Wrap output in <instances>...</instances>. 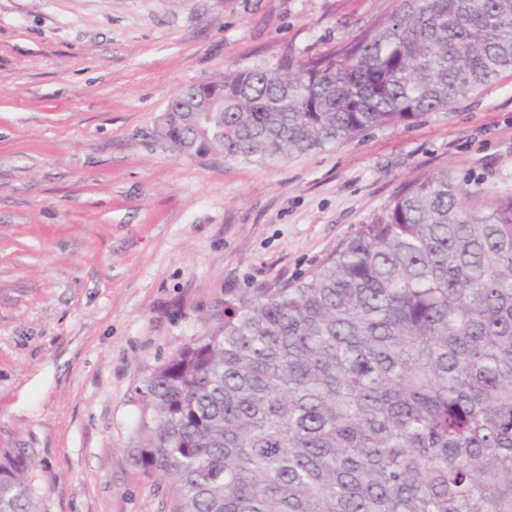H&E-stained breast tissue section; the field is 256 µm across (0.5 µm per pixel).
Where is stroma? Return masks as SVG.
<instances>
[{"label": "stroma", "mask_w": 512, "mask_h": 512, "mask_svg": "<svg viewBox=\"0 0 512 512\" xmlns=\"http://www.w3.org/2000/svg\"><path fill=\"white\" fill-rule=\"evenodd\" d=\"M396 0H0V452L38 512H165L140 390L225 298L307 278L409 182L512 192V73L267 167L153 136L168 100Z\"/></svg>", "instance_id": "1"}]
</instances>
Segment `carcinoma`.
I'll return each instance as SVG.
<instances>
[{
    "mask_svg": "<svg viewBox=\"0 0 512 512\" xmlns=\"http://www.w3.org/2000/svg\"><path fill=\"white\" fill-rule=\"evenodd\" d=\"M512 71V0H398L314 56L178 93L187 156L274 165L450 112ZM133 464L169 512H512V193L411 183L306 279L224 300L141 391ZM0 512H36L0 457Z\"/></svg>",
    "mask_w": 512,
    "mask_h": 512,
    "instance_id": "1",
    "label": "carcinoma"
}]
</instances>
